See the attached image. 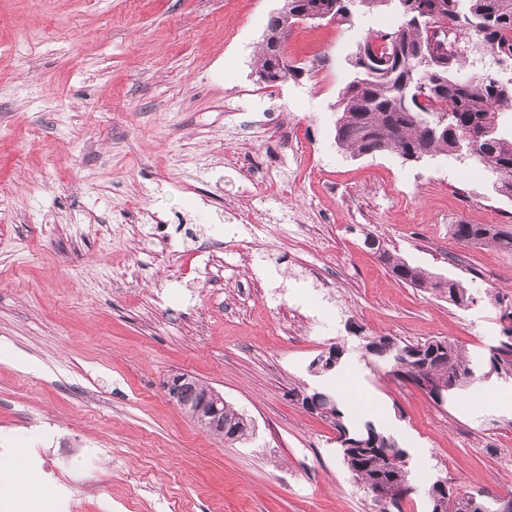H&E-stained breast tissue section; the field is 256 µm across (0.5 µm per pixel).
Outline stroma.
Returning a JSON list of instances; mask_svg holds the SVG:
<instances>
[{
	"label": "stroma",
	"instance_id": "1",
	"mask_svg": "<svg viewBox=\"0 0 512 512\" xmlns=\"http://www.w3.org/2000/svg\"><path fill=\"white\" fill-rule=\"evenodd\" d=\"M283 0H0V459L31 457L65 512H375L334 427L292 390L365 402L423 486L512 491V390L489 376L436 406L361 358L359 335L445 338L484 358L512 311V200L473 159L356 158L334 143L339 90L368 30L294 24L299 77L255 61ZM277 183L252 181L258 166ZM244 224L256 237L235 236ZM180 234L164 248L159 236ZM460 281L461 309L399 282L365 237ZM336 343L340 373L311 361ZM187 372L255 424L227 442L171 403ZM454 237L462 245H491L501 251L512 250V233L494 224H458Z\"/></svg>",
	"mask_w": 512,
	"mask_h": 512
}]
</instances>
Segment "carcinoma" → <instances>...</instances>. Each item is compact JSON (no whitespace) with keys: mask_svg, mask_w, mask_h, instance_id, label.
<instances>
[{"mask_svg":"<svg viewBox=\"0 0 512 512\" xmlns=\"http://www.w3.org/2000/svg\"><path fill=\"white\" fill-rule=\"evenodd\" d=\"M285 0L274 28L289 30L300 14L315 9L337 23L353 21L359 12L389 9L397 23L389 31L371 30L359 44L354 58L365 55L385 61V65L357 70L339 91L334 142L336 148L353 157L391 151L403 160L411 155L424 159L456 157L465 153L486 171L496 175V191L512 199V134L499 129L500 115L512 112V83L495 85L488 74L468 79L460 77L466 63L461 43H470L477 52L497 63L512 62V0ZM277 62L263 45L255 75L263 83L278 79ZM447 118L448 130L433 126L435 117ZM454 237L462 245H491L512 250V233L494 224H457ZM376 250L397 280L436 297H444L458 308H467L474 299L460 281L441 279L434 273L409 264L400 255L377 245ZM509 320L502 327L499 344L490 348L481 362L470 358L462 347L446 339L417 343H397L388 336L365 337V353L384 361L386 375L414 385L425 377L450 386L448 394L465 390L495 374L512 379V311L501 315ZM348 349L336 344L328 356H319L309 369L329 373L341 367ZM207 386L190 378L178 400L187 404L194 416V404ZM311 395L318 401L317 415L329 421L350 440L365 441L369 448H339L343 464L352 476L364 483L377 512L393 500L403 486L412 484L408 454L391 435L371 421L353 424L344 404L330 391L298 390L295 398ZM224 430L207 433L226 441H239L253 434L251 422L228 402L221 405ZM431 512H466L462 505L475 501L474 512H496L495 501L480 493L438 496L435 484L427 489Z\"/></svg>","mask_w":512,"mask_h":512,"instance_id":"obj_1","label":"carcinoma"}]
</instances>
